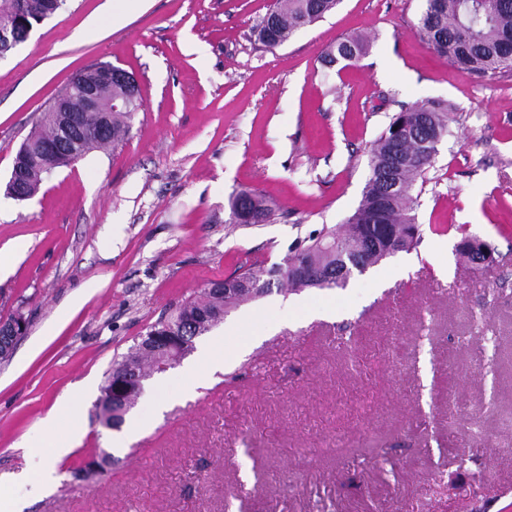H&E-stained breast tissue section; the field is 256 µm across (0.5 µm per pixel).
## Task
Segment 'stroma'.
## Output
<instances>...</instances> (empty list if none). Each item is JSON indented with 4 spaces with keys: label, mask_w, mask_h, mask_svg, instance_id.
Returning a JSON list of instances; mask_svg holds the SVG:
<instances>
[{
    "label": "stroma",
    "mask_w": 512,
    "mask_h": 512,
    "mask_svg": "<svg viewBox=\"0 0 512 512\" xmlns=\"http://www.w3.org/2000/svg\"><path fill=\"white\" fill-rule=\"evenodd\" d=\"M107 2L67 0L0 57V320L29 322L0 360V473L20 474L27 512H512V72L437 55L414 33L421 0H340L272 50L251 38L271 0H124L119 27ZM356 35L366 55L328 65ZM100 62L139 82L125 140L7 197L38 117ZM427 100L451 121L417 246L346 287L231 309L194 342L231 352L223 372L191 398L181 367L151 378L132 409L150 427L113 447L94 406L114 358L210 282L343 226L375 139ZM246 187L280 216L226 223ZM468 234L493 264L459 254ZM297 299L336 314L289 320ZM242 319L246 334L226 335ZM81 383L84 433L40 494L32 478L66 433L49 432L52 410ZM103 454L105 475L83 478Z\"/></svg>",
    "instance_id": "1"
}]
</instances>
